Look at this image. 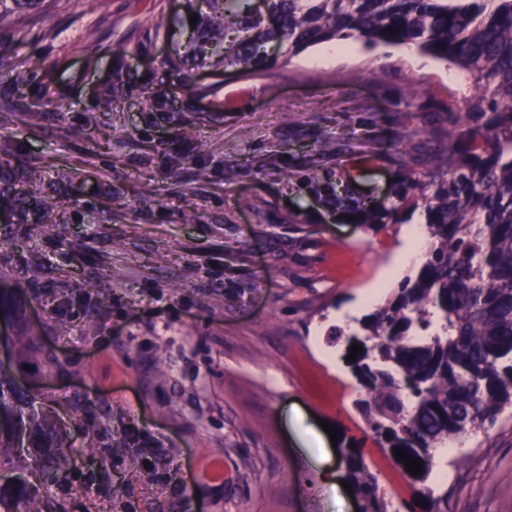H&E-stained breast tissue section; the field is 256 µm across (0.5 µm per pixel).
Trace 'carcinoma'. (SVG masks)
<instances>
[{"instance_id":"obj_1","label":"carcinoma","mask_w":512,"mask_h":512,"mask_svg":"<svg viewBox=\"0 0 512 512\" xmlns=\"http://www.w3.org/2000/svg\"><path fill=\"white\" fill-rule=\"evenodd\" d=\"M43 0H0V21L35 12ZM174 67L232 68L243 78L275 67L267 46L292 59L338 37L408 43L469 73L473 93L448 108V130L422 164L405 167L388 202L362 224H401L421 210L426 260L386 302L339 333L362 391L355 407L374 444L405 477L421 512H448L434 472L436 452L462 434L494 424L512 406V0H265L269 24L251 0H205ZM235 28L242 36L226 40ZM36 171L0 165V189L15 191ZM55 196L39 201L40 228L54 232ZM18 363L43 354L34 330L16 337ZM15 362L0 364V468L29 454L50 480L73 464L56 425L36 407L38 392L11 387ZM422 460L406 471L393 449ZM342 463L361 512H392L377 474L353 441ZM16 467L0 484V512H43L38 492Z\"/></svg>"}]
</instances>
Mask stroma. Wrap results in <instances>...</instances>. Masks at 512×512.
Here are the masks:
<instances>
[{"label": "stroma", "instance_id": "stroma-1", "mask_svg": "<svg viewBox=\"0 0 512 512\" xmlns=\"http://www.w3.org/2000/svg\"><path fill=\"white\" fill-rule=\"evenodd\" d=\"M189 16L185 0H44L0 23V165L39 170L64 228L41 235L1 201L0 282L67 364L24 376L77 458L59 481L30 460L25 475L44 512H355L325 471L351 439L371 469L386 458L337 313L408 226L355 217L397 179L396 134L422 157L473 81L359 42L256 77L175 69ZM379 481L403 512L398 469ZM445 485L448 512H512V407L455 441Z\"/></svg>", "mask_w": 512, "mask_h": 512}]
</instances>
